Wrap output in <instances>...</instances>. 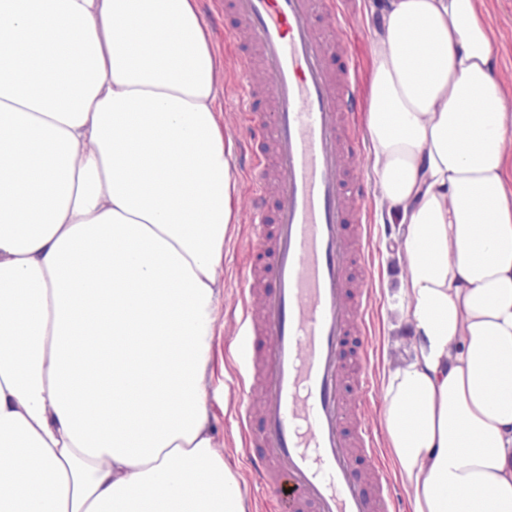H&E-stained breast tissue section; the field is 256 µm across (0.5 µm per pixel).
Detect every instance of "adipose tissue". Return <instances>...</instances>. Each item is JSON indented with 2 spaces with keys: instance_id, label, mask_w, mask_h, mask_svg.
Listing matches in <instances>:
<instances>
[{
  "instance_id": "obj_1",
  "label": "adipose tissue",
  "mask_w": 512,
  "mask_h": 512,
  "mask_svg": "<svg viewBox=\"0 0 512 512\" xmlns=\"http://www.w3.org/2000/svg\"><path fill=\"white\" fill-rule=\"evenodd\" d=\"M383 422L411 512H512V156L479 0H385ZM195 0H0V512H246L207 390L237 190Z\"/></svg>"
}]
</instances>
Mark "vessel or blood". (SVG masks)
Here are the masks:
<instances>
[{
	"label": "vessel or blood",
	"instance_id": "obj_1",
	"mask_svg": "<svg viewBox=\"0 0 512 512\" xmlns=\"http://www.w3.org/2000/svg\"><path fill=\"white\" fill-rule=\"evenodd\" d=\"M224 6L236 19L225 70L240 98L249 241L268 255L267 268H242L226 315L249 484L275 512H402L370 398L369 184L355 71L332 63L347 52L343 0ZM357 455L373 459L369 471Z\"/></svg>",
	"mask_w": 512,
	"mask_h": 512
}]
</instances>
